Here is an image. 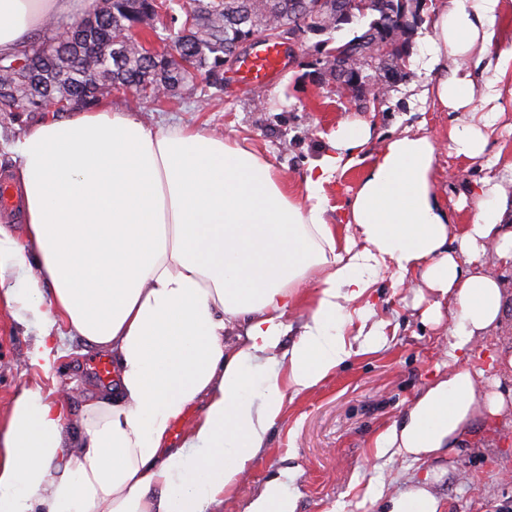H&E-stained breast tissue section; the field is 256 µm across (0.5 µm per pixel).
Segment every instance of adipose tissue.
<instances>
[{
  "label": "adipose tissue",
  "instance_id": "adipose-tissue-1",
  "mask_svg": "<svg viewBox=\"0 0 512 512\" xmlns=\"http://www.w3.org/2000/svg\"><path fill=\"white\" fill-rule=\"evenodd\" d=\"M504 0H441L428 38L438 77L426 92L461 118L456 156L484 155L503 115L502 92L477 93L462 60L483 63ZM95 0H0V56L17 54L56 15ZM370 128L340 122L330 151L293 194L272 164L203 129L154 128L113 107L51 118L22 133L13 183L23 240L0 225V302L42 330L111 354L112 389L89 400L74 434L51 392L27 386L0 435V512H207L230 498L282 418L288 393L326 380L354 354L347 306L380 272L419 276L456 317L447 376L431 383L376 445L420 460L456 447L477 414L501 415L512 394L481 392L467 358L497 329L512 283V215L495 178L462 234L433 185L436 147L425 134L390 140L345 215L344 239L325 219L323 185L355 163ZM25 273L24 286L13 277ZM307 304L299 321L291 307ZM288 350H281L284 337ZM203 410L171 447L173 425Z\"/></svg>",
  "mask_w": 512,
  "mask_h": 512
}]
</instances>
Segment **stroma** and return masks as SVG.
<instances>
[{
  "instance_id": "35a3bbf8",
  "label": "stroma",
  "mask_w": 512,
  "mask_h": 512,
  "mask_svg": "<svg viewBox=\"0 0 512 512\" xmlns=\"http://www.w3.org/2000/svg\"><path fill=\"white\" fill-rule=\"evenodd\" d=\"M412 46L405 80L393 84L379 106L337 92L334 80L316 83L319 71L313 48H300L296 37L283 35L288 57L283 73L270 85L245 89L234 85L235 65L224 67V87L205 80L185 88L179 100L154 104L130 91L108 97L113 107L132 112L156 127L183 125L205 128L246 141L288 181L294 193L312 164L329 150L328 138L338 121L359 119L372 128L361 164L334 173L324 184L328 223L339 224L357 190L367 164L386 142L404 132L425 131L436 146L434 186L449 203L463 202L455 215L472 223L479 209L478 189L490 176H501L496 154L512 157V102L490 139L487 154L477 160L456 157L448 148L454 114L432 100L411 98L409 88L427 81L417 58L427 53L432 10H424ZM43 112H0V183L10 182L17 165L14 146L21 134L46 120ZM372 319L380 325L374 346L353 356L317 387L288 395L282 419L272 428L267 445L231 501L211 512H246L272 478L285 482L296 498L295 512H382L386 496L422 485L440 497L444 512H512V417L487 422L476 419L465 445L421 461L378 452L374 441L438 376L448 371V324L455 312L443 306L441 323L426 322L434 301L429 289L396 287L382 274L369 290ZM39 326H20L10 309L0 307V432L7 423L11 400L19 388L40 383L53 389L71 419L82 405L112 379H99L94 367L101 351L72 336L56 339L60 356L49 363L33 362ZM383 498H374L375 490Z\"/></svg>"
}]
</instances>
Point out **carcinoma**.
<instances>
[{"label": "carcinoma", "instance_id": "1", "mask_svg": "<svg viewBox=\"0 0 512 512\" xmlns=\"http://www.w3.org/2000/svg\"><path fill=\"white\" fill-rule=\"evenodd\" d=\"M423 0H342L341 9L307 22L297 0H193L181 27L167 36L170 52H152L143 43L156 32L158 5L167 0H102L96 9L65 31L55 24L51 36L37 39L14 58H0V112H57L97 107L112 89L132 91L151 102L178 98L180 90L202 77L224 85V65L245 42L272 36L286 27L325 58L345 52L363 84L387 92L392 69L407 77L406 59L417 30ZM369 19L367 28L347 40L332 33ZM191 62L193 72H178L173 55Z\"/></svg>", "mask_w": 512, "mask_h": 512}]
</instances>
